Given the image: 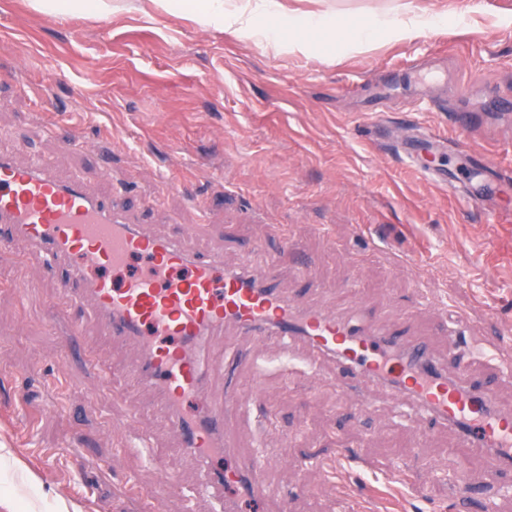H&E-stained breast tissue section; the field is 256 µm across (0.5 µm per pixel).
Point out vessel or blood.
<instances>
[{
    "mask_svg": "<svg viewBox=\"0 0 512 512\" xmlns=\"http://www.w3.org/2000/svg\"><path fill=\"white\" fill-rule=\"evenodd\" d=\"M471 160L473 170L486 176L465 192L475 201L498 190L500 180L490 172L489 155ZM194 235L191 224L178 235L148 232L130 220L114 196L56 177L42 159L20 165L0 157V241L23 239L46 267L66 269L61 303L90 305L102 317L107 336L139 345L132 371L157 392L172 432L182 438L183 453L223 457L225 420L260 396L256 389H229L220 399L207 394L202 366L211 360L216 336L230 329L257 343L269 336L302 339L316 353L335 358L337 383L380 382L395 401H418V438L448 427L471 445L492 450L494 463L482 483L497 484L512 468V413L490 410L495 385L475 379L465 357L448 372L423 342L376 323L355 330L329 310L300 306L278 286L277 258L235 272L196 252ZM189 395L197 400L190 419L183 413ZM267 464L265 453L254 452L214 470L195 493L203 497L241 485L250 498L274 502L278 512H294L293 497L262 481ZM478 486L469 477L468 460H461L453 486L458 512H469Z\"/></svg>",
    "mask_w": 512,
    "mask_h": 512,
    "instance_id": "vessel-or-blood-1",
    "label": "vessel or blood"
}]
</instances>
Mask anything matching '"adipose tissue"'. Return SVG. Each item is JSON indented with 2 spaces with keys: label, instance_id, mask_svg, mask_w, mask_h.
I'll return each instance as SVG.
<instances>
[{
  "label": "adipose tissue",
  "instance_id": "1",
  "mask_svg": "<svg viewBox=\"0 0 512 512\" xmlns=\"http://www.w3.org/2000/svg\"><path fill=\"white\" fill-rule=\"evenodd\" d=\"M265 12L272 16L273 25H259ZM193 18L203 26L226 24L248 37L273 45L285 43L293 50L306 49L308 37L314 33L327 43L339 41L351 32L368 44L375 39L374 25L341 23L317 14L292 15L280 0H200Z\"/></svg>",
  "mask_w": 512,
  "mask_h": 512
}]
</instances>
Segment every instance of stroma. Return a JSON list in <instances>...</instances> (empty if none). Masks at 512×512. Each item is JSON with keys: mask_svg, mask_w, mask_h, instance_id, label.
<instances>
[{"mask_svg": "<svg viewBox=\"0 0 512 512\" xmlns=\"http://www.w3.org/2000/svg\"><path fill=\"white\" fill-rule=\"evenodd\" d=\"M283 2L335 19L446 18L420 37L383 31L365 47L348 36L299 53L199 27L152 0H112L111 13L94 16L0 0V154L22 164L39 153L93 193L111 188L104 170L126 174L121 200L137 221L161 235L200 225L195 249L230 269L263 263L287 234L278 276L300 303L356 324L413 316L412 333L439 358L449 330L466 322L471 372L499 379L495 403L512 409V197L449 195L391 147L395 130L443 131L449 113L468 112L470 149L512 176V0ZM74 135L94 153H74ZM194 196L209 209H194ZM25 251L20 240L0 247V512H144L131 483L163 485L164 512H220V495L192 494L206 462L182 455L152 391L128 375L136 347L109 340L85 308L59 307L65 271L48 278L33 258L18 266ZM400 254L407 266H396ZM299 255L319 290L296 283ZM352 279L354 298L344 287ZM223 353L212 396L261 391L224 432L237 455H269L263 478L298 491L296 512H339L341 496L367 512H454L461 458L474 481L490 459L451 429L418 446L412 403L379 385L336 387L335 359L303 341L273 336L253 350L228 336ZM359 394L371 401L361 415ZM364 438L368 469H347L339 487L325 482L337 445ZM66 446L74 454L53 458ZM154 455L172 480L161 482ZM398 468L413 483L392 481Z\"/></svg>", "mask_w": 512, "mask_h": 512, "instance_id": "1", "label": "stroma"}]
</instances>
